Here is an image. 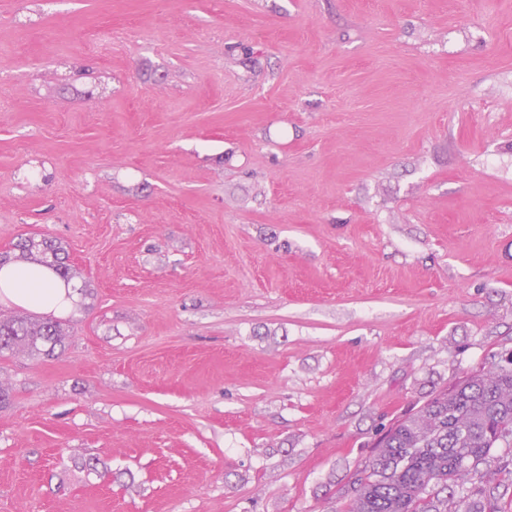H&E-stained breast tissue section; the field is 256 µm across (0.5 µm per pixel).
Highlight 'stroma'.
<instances>
[{
  "mask_svg": "<svg viewBox=\"0 0 512 512\" xmlns=\"http://www.w3.org/2000/svg\"><path fill=\"white\" fill-rule=\"evenodd\" d=\"M0 512H341L512 357V0H0ZM22 252L32 253L33 249L37 250L40 253L41 258L45 259L44 262H48L50 260V266L54 267L56 272L61 275L62 278L68 280L69 279V269L65 256H61L64 254L61 246L56 243L55 240L49 238H42L39 241H35V239H25L21 240L16 245ZM52 269L43 263H3L0 268V301L2 296L15 306L44 315L68 311L75 300ZM62 336L60 324L55 320L46 319L32 327L25 320L0 315V357L19 346L50 356L62 345Z\"/></svg>",
  "mask_w": 512,
  "mask_h": 512,
  "instance_id": "obj_1",
  "label": "stroma"
}]
</instances>
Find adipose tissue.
I'll return each mask as SVG.
<instances>
[{
  "instance_id": "ef3b65f1",
  "label": "adipose tissue",
  "mask_w": 512,
  "mask_h": 512,
  "mask_svg": "<svg viewBox=\"0 0 512 512\" xmlns=\"http://www.w3.org/2000/svg\"><path fill=\"white\" fill-rule=\"evenodd\" d=\"M0 297L44 315L64 313L75 300L71 289L46 265L12 260L0 264Z\"/></svg>"
}]
</instances>
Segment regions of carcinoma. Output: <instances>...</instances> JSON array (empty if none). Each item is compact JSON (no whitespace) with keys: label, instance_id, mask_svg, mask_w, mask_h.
<instances>
[{"label":"carcinoma","instance_id":"obj_1","mask_svg":"<svg viewBox=\"0 0 512 512\" xmlns=\"http://www.w3.org/2000/svg\"><path fill=\"white\" fill-rule=\"evenodd\" d=\"M17 247L37 251L69 279L56 241L29 238ZM60 345L57 321L31 326L0 315V357L19 346L50 356ZM499 448H512V365L468 374L393 423L355 474L341 512H508L485 494L494 475H512Z\"/></svg>","mask_w":512,"mask_h":512}]
</instances>
